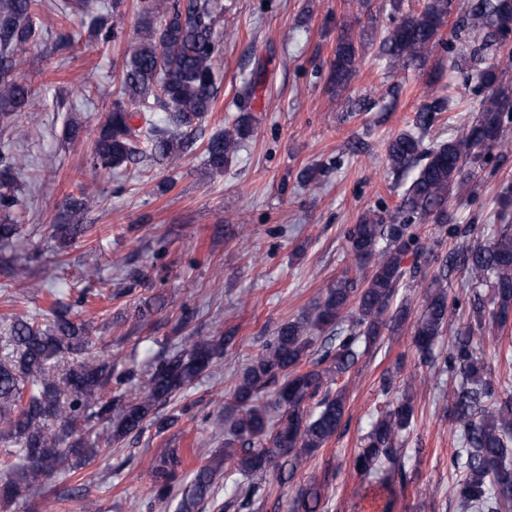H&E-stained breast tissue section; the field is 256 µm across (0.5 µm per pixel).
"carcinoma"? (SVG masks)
Segmentation results:
<instances>
[{"instance_id": "1", "label": "carcinoma", "mask_w": 512, "mask_h": 512, "mask_svg": "<svg viewBox=\"0 0 512 512\" xmlns=\"http://www.w3.org/2000/svg\"><path fill=\"white\" fill-rule=\"evenodd\" d=\"M42 0H0V115L26 108L28 86L19 79L24 46L36 36V15ZM452 0H425L421 11L408 13L380 41V53L391 70L421 66L440 42ZM224 0H138L141 35L124 53L119 75L120 92L100 127L91 151L92 167L117 169L150 156L176 164L188 148L187 130L212 111L219 96L215 67L223 52L217 24L224 15ZM512 14V0H469L459 30L464 39L450 47L454 59L465 60L492 49L502 34V15ZM95 39L115 37L114 25L101 15L92 26ZM365 43L344 26L336 37L329 82L346 88L365 56ZM481 98L478 109L458 139L424 146L429 129L445 104L437 99L421 106L413 127L393 136L387 162L395 173L415 171L401 197L400 223L384 224L374 213L364 214L347 235L356 269L369 267L356 278L336 279L312 312L301 320L282 323L272 340L238 377L228 414L215 426L224 448L193 474L190 485L176 498L183 458L177 448L157 456L146 473L153 512H170L178 500L179 512H201L216 499L219 479L232 484V494L219 510L248 507L264 494L262 480L274 472L282 484L293 479L303 463L339 431L346 412L343 390H332L337 378L357 363L360 344L373 345L381 332L405 323L404 305L390 311L394 295L406 275L403 255L412 243L409 221L434 217L448 223V199L474 179L475 167L505 144L503 116L512 112V86L505 71L490 62L469 75ZM166 117L155 120L156 110ZM226 128L203 146L204 164L221 174L252 133V117L245 107ZM19 124L0 132V242L21 233L10 212L21 205L11 171L13 146L25 139ZM96 184L80 186L79 195L66 200V221L52 226L61 240L76 238L91 229L82 223L85 213L98 207ZM386 246H381V241ZM449 261L492 288V308L468 303L476 326L490 318L498 328L512 326V230L503 228L492 241L470 244L463 239ZM20 296L42 285L29 279L26 267L6 268ZM462 307L461 299L448 303L443 279L435 277L424 293L423 310L414 324V344L422 360H434L433 346L444 332L448 317ZM51 323L44 328L17 319L0 344V461L9 477L0 482V507L32 500L43 492V480L57 473L70 474L97 456L100 445L118 443L146 429L162 434L179 419L164 411L178 394L192 387L224 354L231 336H189L184 347L162 355L150 372L147 388L125 403L112 398V384L122 385L137 376L129 367L119 373L112 363L68 364L67 358L85 353L91 344L86 325L76 322L71 307L56 300ZM336 327V335L321 345L320 357L302 368L314 345L312 331ZM474 330L448 338V353L439 369L458 380L448 407L451 426L461 447L450 459L456 472L453 496L461 512H503L512 507V396L501 397L476 356ZM62 366L60 383L46 376ZM317 410L307 411L317 395ZM415 416L413 397L407 393L390 401L380 412L362 448L353 457L354 471L374 479L373 489L362 494L376 505L373 512H394L397 490L407 484L396 439ZM325 486L314 481L301 488L295 512H322Z\"/></svg>"}]
</instances>
